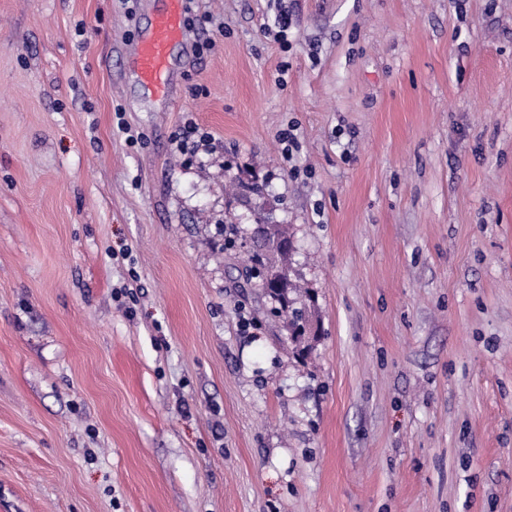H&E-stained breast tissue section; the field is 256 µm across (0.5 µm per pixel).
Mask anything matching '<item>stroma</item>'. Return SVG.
I'll use <instances>...</instances> for the list:
<instances>
[{"instance_id":"stroma-1","label":"stroma","mask_w":512,"mask_h":512,"mask_svg":"<svg viewBox=\"0 0 512 512\" xmlns=\"http://www.w3.org/2000/svg\"><path fill=\"white\" fill-rule=\"evenodd\" d=\"M160 7L0 0V512H512V0ZM167 7L154 18L149 34L137 42L140 81L167 95L171 85V50L183 35L184 0H164ZM289 253L290 250L275 256L261 250H256L250 259L251 262L263 263L265 266V285L267 291L279 304V308H276V313L287 324L288 330L292 333L291 337L297 340L299 337L304 336L307 320L305 310L294 307L296 299L293 296L297 286L288 274L286 259Z\"/></svg>"}]
</instances>
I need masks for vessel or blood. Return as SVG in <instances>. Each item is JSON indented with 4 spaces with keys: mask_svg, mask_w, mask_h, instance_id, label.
I'll return each instance as SVG.
<instances>
[{
    "mask_svg": "<svg viewBox=\"0 0 512 512\" xmlns=\"http://www.w3.org/2000/svg\"><path fill=\"white\" fill-rule=\"evenodd\" d=\"M149 34L136 46L138 76L142 83L168 94L171 85V50L183 35L184 0H166Z\"/></svg>",
    "mask_w": 512,
    "mask_h": 512,
    "instance_id": "b4317fda",
    "label": "vessel or blood"
}]
</instances>
